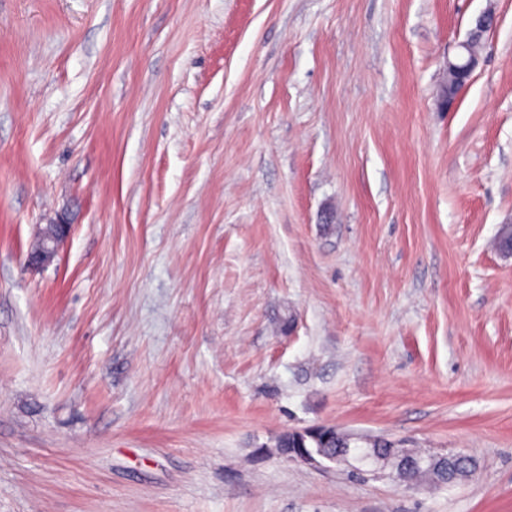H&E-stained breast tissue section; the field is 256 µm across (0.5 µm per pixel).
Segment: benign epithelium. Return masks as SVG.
<instances>
[{"instance_id":"obj_1","label":"benign epithelium","mask_w":512,"mask_h":512,"mask_svg":"<svg viewBox=\"0 0 512 512\" xmlns=\"http://www.w3.org/2000/svg\"><path fill=\"white\" fill-rule=\"evenodd\" d=\"M497 24L496 15L491 11H485L475 19L474 26L468 33L465 41L459 45V53L446 63L447 80L440 86L436 97V104L440 111L451 110L460 93L469 85L473 74L480 64V57L471 49L472 43L481 41L484 35L491 31ZM71 225L64 220L49 224L43 229L38 241L37 248L28 255V262L36 265L50 264L60 247L69 237ZM373 467L370 469L372 475L379 478L395 477L394 467H403L405 461L400 459L398 464H393L391 456L375 455L371 457Z\"/></svg>"}]
</instances>
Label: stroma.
<instances>
[{"label": "stroma", "mask_w": 512, "mask_h": 512, "mask_svg": "<svg viewBox=\"0 0 512 512\" xmlns=\"http://www.w3.org/2000/svg\"><path fill=\"white\" fill-rule=\"evenodd\" d=\"M507 224L512 0H0V512H512ZM497 24L496 15L492 11H484L475 19L474 26L468 33L465 41L459 45V53L446 63L447 80L440 86L436 97V104L440 111L451 110L460 93L469 85L473 74L480 64L478 54L482 49L484 35L491 31ZM476 42V43H474ZM473 44V50L471 45ZM70 232L71 225L66 224L64 219L57 221L56 224L47 225L37 241V248L29 253L28 262L42 266L50 264ZM385 439L388 438L382 436L354 437L340 432L334 427L317 426L280 434L269 451L279 457L290 459L296 457L302 448H318L324 455L336 457V460L342 463L348 461V448H354L356 450L355 460L361 464L370 454L367 448L388 449Z\"/></svg>", "instance_id": "1"}]
</instances>
